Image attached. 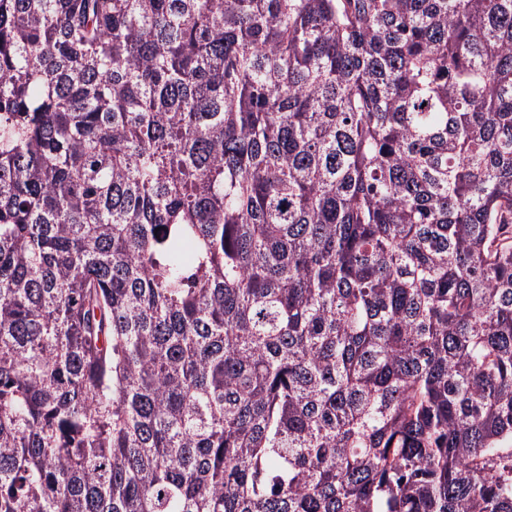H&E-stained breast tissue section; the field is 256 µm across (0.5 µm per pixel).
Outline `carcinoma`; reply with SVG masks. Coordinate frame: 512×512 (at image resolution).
<instances>
[{
	"mask_svg": "<svg viewBox=\"0 0 512 512\" xmlns=\"http://www.w3.org/2000/svg\"><path fill=\"white\" fill-rule=\"evenodd\" d=\"M0 512H512V0H0Z\"/></svg>",
	"mask_w": 512,
	"mask_h": 512,
	"instance_id": "cac0c4a2",
	"label": "carcinoma"
}]
</instances>
